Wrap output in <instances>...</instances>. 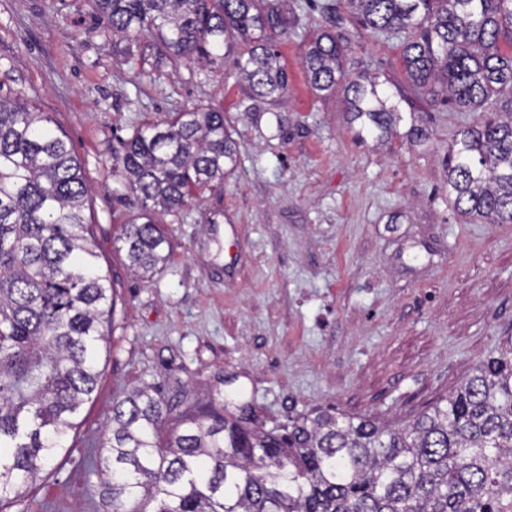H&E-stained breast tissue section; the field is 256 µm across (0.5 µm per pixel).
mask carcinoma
<instances>
[{"label":"carcinoma","mask_w":512,"mask_h":512,"mask_svg":"<svg viewBox=\"0 0 512 512\" xmlns=\"http://www.w3.org/2000/svg\"><path fill=\"white\" fill-rule=\"evenodd\" d=\"M98 33L152 38L159 57L235 59L252 95L288 93L272 46L296 33L289 0H92ZM374 35L402 38L401 63L417 95L457 112L498 117L459 133L448 150V196L462 216L512 224V0H345ZM308 43L311 87L343 93L363 130L387 137L399 106L376 75L342 67L349 38L337 8ZM53 119L23 98L0 97V512L24 498L64 451L95 391L106 343L109 279L84 215L79 161ZM238 143L224 113L197 106L134 128L112 153L128 267L155 273L168 260L159 216L179 214L193 191L224 183ZM152 387L112 407L98 453L112 512H512V336L407 426L316 411L291 430H265L224 399L186 403L174 424Z\"/></svg>","instance_id":"1"}]
</instances>
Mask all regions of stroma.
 Wrapping results in <instances>:
<instances>
[{
    "instance_id": "1",
    "label": "stroma",
    "mask_w": 512,
    "mask_h": 512,
    "mask_svg": "<svg viewBox=\"0 0 512 512\" xmlns=\"http://www.w3.org/2000/svg\"><path fill=\"white\" fill-rule=\"evenodd\" d=\"M294 2L298 32L278 42L288 95L275 106L230 60L137 80L122 46L96 34L89 0H0V94L36 102L69 142L115 302L67 450L10 512H111L92 459L133 386H155L176 412L219 392L268 430L315 410L401 426L512 336V224L472 223L448 200V148L473 114L413 95L391 139L359 138L303 68L326 0ZM346 28V73L406 90L399 41ZM197 105L223 112L237 166L223 189L162 216L169 260L134 276L112 152L134 127ZM216 219L236 234L216 233Z\"/></svg>"
}]
</instances>
